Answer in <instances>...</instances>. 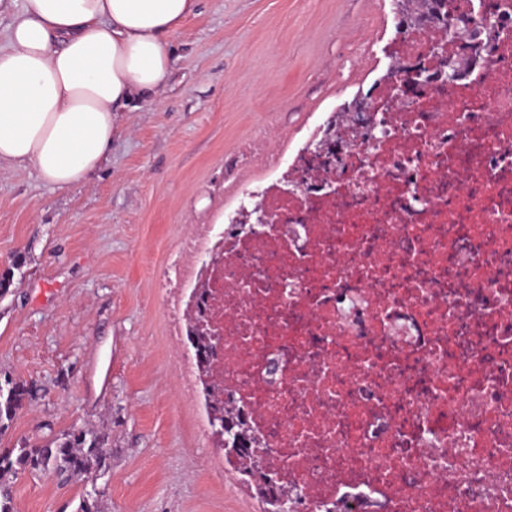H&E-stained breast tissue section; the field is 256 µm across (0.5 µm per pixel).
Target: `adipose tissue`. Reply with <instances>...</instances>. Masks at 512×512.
Here are the masks:
<instances>
[{
    "label": "adipose tissue",
    "instance_id": "adipose-tissue-1",
    "mask_svg": "<svg viewBox=\"0 0 512 512\" xmlns=\"http://www.w3.org/2000/svg\"><path fill=\"white\" fill-rule=\"evenodd\" d=\"M196 0H24L0 40V169L82 186L118 115L156 95Z\"/></svg>",
    "mask_w": 512,
    "mask_h": 512
}]
</instances>
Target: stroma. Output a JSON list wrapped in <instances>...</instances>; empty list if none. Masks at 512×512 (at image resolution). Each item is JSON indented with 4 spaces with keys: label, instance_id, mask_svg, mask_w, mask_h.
Here are the masks:
<instances>
[{
    "label": "stroma",
    "instance_id": "1",
    "mask_svg": "<svg viewBox=\"0 0 512 512\" xmlns=\"http://www.w3.org/2000/svg\"><path fill=\"white\" fill-rule=\"evenodd\" d=\"M393 0H198L156 99L122 112L106 160L59 191L0 171V379L35 383L0 448L106 429L104 512H261L204 435L157 280L275 162L390 65ZM82 484L19 472L14 512H75Z\"/></svg>",
    "mask_w": 512,
    "mask_h": 512
}]
</instances>
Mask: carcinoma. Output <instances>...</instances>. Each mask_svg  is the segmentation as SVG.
I'll return each instance as SVG.
<instances>
[{
    "instance_id": "cac0c4a2",
    "label": "carcinoma",
    "mask_w": 512,
    "mask_h": 512,
    "mask_svg": "<svg viewBox=\"0 0 512 512\" xmlns=\"http://www.w3.org/2000/svg\"><path fill=\"white\" fill-rule=\"evenodd\" d=\"M401 23L406 28H419L416 19L426 18L430 22L440 19V7L446 0H396ZM472 35L461 41V50L453 53L459 71L470 63L464 49L473 46L480 37H490L491 27L487 21H470ZM38 395L33 383L17 382L6 378L0 382V435L5 433L18 410L31 404ZM107 432L98 428H81L63 432L44 444H23L18 449H0V512H14L8 491V476L26 469L55 472L68 478L77 477L92 486L82 495L76 512H102L99 493L94 490L99 476L107 469L104 447L108 442ZM252 436L246 429L240 413L231 402H224V447L234 448L243 457L238 473L244 481L254 487L256 494L269 505L265 512H280L279 501L286 494L280 486L271 487L268 478L260 472L254 461V448L250 446Z\"/></svg>"
}]
</instances>
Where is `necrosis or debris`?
I'll use <instances>...</instances> for the list:
<instances>
[{
  "label": "necrosis or debris",
  "instance_id": "obj_1",
  "mask_svg": "<svg viewBox=\"0 0 512 512\" xmlns=\"http://www.w3.org/2000/svg\"><path fill=\"white\" fill-rule=\"evenodd\" d=\"M490 17L456 82L426 47L382 124L300 148L272 174L256 229L208 233L182 341L213 323L218 400L263 438L295 512H512V0H456Z\"/></svg>",
  "mask_w": 512,
  "mask_h": 512
}]
</instances>
